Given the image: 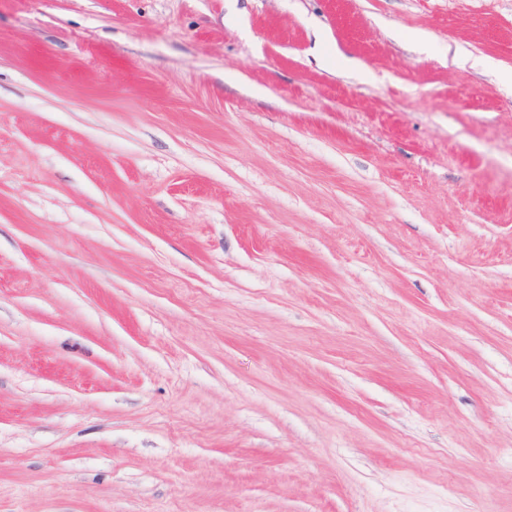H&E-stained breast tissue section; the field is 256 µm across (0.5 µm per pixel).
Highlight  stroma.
Instances as JSON below:
<instances>
[{
  "label": "stroma",
  "instance_id": "obj_1",
  "mask_svg": "<svg viewBox=\"0 0 512 512\" xmlns=\"http://www.w3.org/2000/svg\"><path fill=\"white\" fill-rule=\"evenodd\" d=\"M0 512H512V0H0Z\"/></svg>",
  "mask_w": 512,
  "mask_h": 512
}]
</instances>
